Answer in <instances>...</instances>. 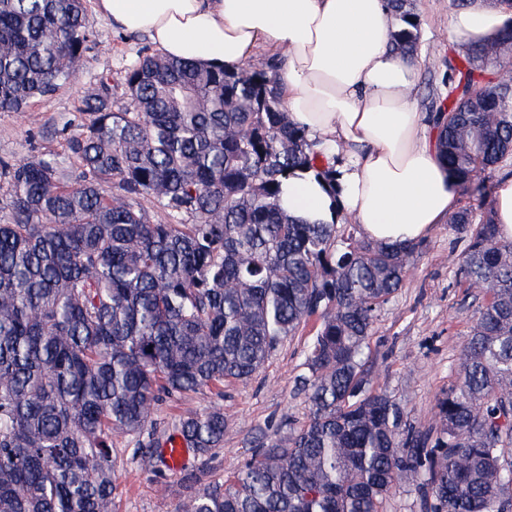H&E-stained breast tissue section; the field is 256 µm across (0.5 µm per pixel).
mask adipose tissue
Returning <instances> with one entry per match:
<instances>
[{"label": "adipose tissue", "instance_id": "ef3b65f1", "mask_svg": "<svg viewBox=\"0 0 512 512\" xmlns=\"http://www.w3.org/2000/svg\"><path fill=\"white\" fill-rule=\"evenodd\" d=\"M99 14L147 33L166 55L236 70L258 50L283 53L290 119L325 156L341 157L336 183L306 171L285 183L289 216L329 223L346 213L364 237L415 243L458 209V181L438 153L411 88L418 62L394 54L389 0H95ZM457 42L487 44L512 33V9L483 0L458 8Z\"/></svg>", "mask_w": 512, "mask_h": 512}]
</instances>
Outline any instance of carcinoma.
<instances>
[{
	"instance_id": "obj_1",
	"label": "carcinoma",
	"mask_w": 512,
	"mask_h": 512,
	"mask_svg": "<svg viewBox=\"0 0 512 512\" xmlns=\"http://www.w3.org/2000/svg\"><path fill=\"white\" fill-rule=\"evenodd\" d=\"M392 50L414 57L418 16L390 0ZM87 0H0V112L75 81L93 33ZM471 45L459 96L432 117L439 156L471 183L512 152L507 67ZM83 101L69 155L0 161V512H113L116 434L145 468L164 462L148 410L200 390L224 396L315 319L296 386L309 420L262 435L233 477L187 469L185 512H384L398 482L422 512H512V239L493 210L450 226L477 308L454 383L421 430L371 385L365 352L421 245L306 224L283 181L319 170L318 144L288 118L278 65L236 72L146 54ZM161 217L153 218L149 205ZM224 408L176 422L195 457L223 447Z\"/></svg>"
}]
</instances>
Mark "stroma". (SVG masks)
<instances>
[{
    "label": "stroma",
    "instance_id": "obj_1",
    "mask_svg": "<svg viewBox=\"0 0 512 512\" xmlns=\"http://www.w3.org/2000/svg\"><path fill=\"white\" fill-rule=\"evenodd\" d=\"M412 5L420 34L413 98L418 112L426 116L433 102L450 96V87L441 79L450 65L461 63L465 47L451 32L453 0H413ZM86 23L96 46L86 54L76 81L52 97L35 101L28 111L0 112V161L16 162L47 151L66 154L70 137L86 121L82 101L98 79L108 77L115 103H122L124 67L141 53L156 50L147 34L117 30L95 10H88ZM509 175L511 157L482 173L474 184L461 186L460 209L476 213L481 204H493L498 181ZM467 244L465 235L449 224L436 225L422 240L414 269L380 313L369 340L372 385L405 399L413 423L422 429L432 424L436 398L454 380L472 324V298L457 273V260ZM312 332L308 326L284 339L251 380L225 387L223 448L207 460L188 457L184 468L230 476L253 452L255 437L273 431L284 436L307 422L309 405L297 393L295 378L303 371ZM114 444L115 512H182L190 496L182 480L184 469L146 470L132 458L130 437H115Z\"/></svg>",
    "mask_w": 512,
    "mask_h": 512
}]
</instances>
